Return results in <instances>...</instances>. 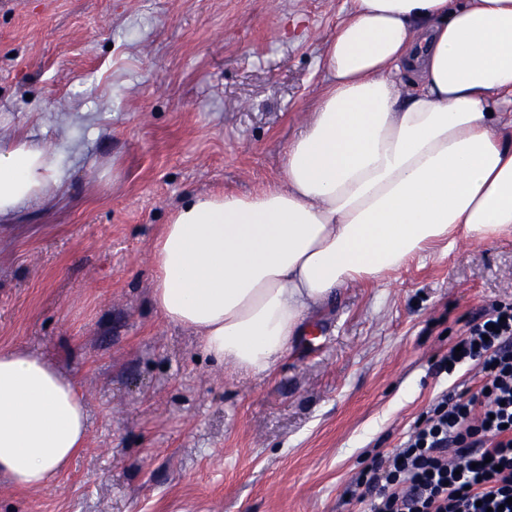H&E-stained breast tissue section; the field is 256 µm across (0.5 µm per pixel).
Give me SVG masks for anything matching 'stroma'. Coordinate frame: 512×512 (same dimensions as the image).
Wrapping results in <instances>:
<instances>
[{
    "instance_id": "1",
    "label": "stroma",
    "mask_w": 512,
    "mask_h": 512,
    "mask_svg": "<svg viewBox=\"0 0 512 512\" xmlns=\"http://www.w3.org/2000/svg\"><path fill=\"white\" fill-rule=\"evenodd\" d=\"M353 0H0V127L60 148L56 199L0 224V350L78 383L86 448L0 512H359L346 496L473 367L436 372L512 301V238L457 241L312 316L238 373L151 304V251L196 193L274 184Z\"/></svg>"
}]
</instances>
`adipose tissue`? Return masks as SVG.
Instances as JSON below:
<instances>
[{
  "label": "adipose tissue",
  "mask_w": 512,
  "mask_h": 512,
  "mask_svg": "<svg viewBox=\"0 0 512 512\" xmlns=\"http://www.w3.org/2000/svg\"><path fill=\"white\" fill-rule=\"evenodd\" d=\"M322 62L278 182L190 196L153 244L155 309L238 371H268L339 288L512 235V0H353ZM67 178L57 147L0 131L1 224ZM87 438L73 380L0 350V475L50 486Z\"/></svg>",
  "instance_id": "obj_1"
}]
</instances>
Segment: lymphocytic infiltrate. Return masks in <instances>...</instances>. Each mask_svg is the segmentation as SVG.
Segmentation results:
<instances>
[{
  "label": "lymphocytic infiltrate",
  "instance_id": "f902f5d3",
  "mask_svg": "<svg viewBox=\"0 0 512 512\" xmlns=\"http://www.w3.org/2000/svg\"><path fill=\"white\" fill-rule=\"evenodd\" d=\"M439 369L473 365L479 389L441 393L400 448L355 480L365 512H512V301L492 303Z\"/></svg>",
  "mask_w": 512,
  "mask_h": 512
}]
</instances>
